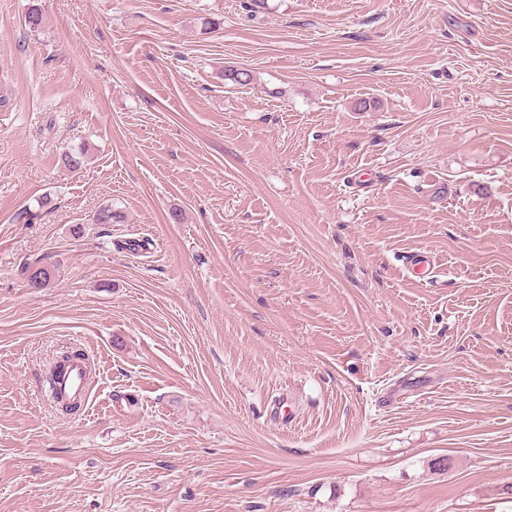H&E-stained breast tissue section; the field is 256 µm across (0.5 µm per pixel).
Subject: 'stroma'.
<instances>
[{"label":"stroma","mask_w":512,"mask_h":512,"mask_svg":"<svg viewBox=\"0 0 512 512\" xmlns=\"http://www.w3.org/2000/svg\"><path fill=\"white\" fill-rule=\"evenodd\" d=\"M28 4L0 0V512H512V0ZM64 347L94 364L68 416ZM434 268L433 260L420 254L406 259L404 265L407 275L411 276V278L419 284H427L432 281Z\"/></svg>","instance_id":"obj_1"}]
</instances>
